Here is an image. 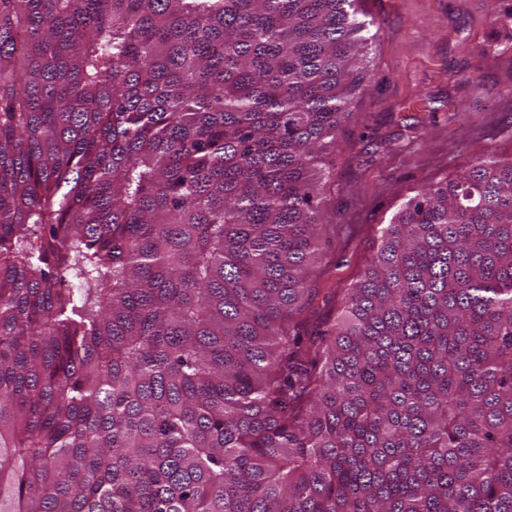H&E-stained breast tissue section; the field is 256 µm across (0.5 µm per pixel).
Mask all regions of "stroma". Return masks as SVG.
Segmentation results:
<instances>
[{
    "instance_id": "obj_1",
    "label": "stroma",
    "mask_w": 512,
    "mask_h": 512,
    "mask_svg": "<svg viewBox=\"0 0 512 512\" xmlns=\"http://www.w3.org/2000/svg\"><path fill=\"white\" fill-rule=\"evenodd\" d=\"M373 80L336 147L329 277L350 287L380 231L426 182L512 155V0H364ZM482 66L484 88L467 82Z\"/></svg>"
}]
</instances>
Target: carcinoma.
<instances>
[{
    "instance_id": "carcinoma-1",
    "label": "carcinoma",
    "mask_w": 512,
    "mask_h": 512,
    "mask_svg": "<svg viewBox=\"0 0 512 512\" xmlns=\"http://www.w3.org/2000/svg\"><path fill=\"white\" fill-rule=\"evenodd\" d=\"M361 2L0 0V512H512V156L327 278Z\"/></svg>"
}]
</instances>
